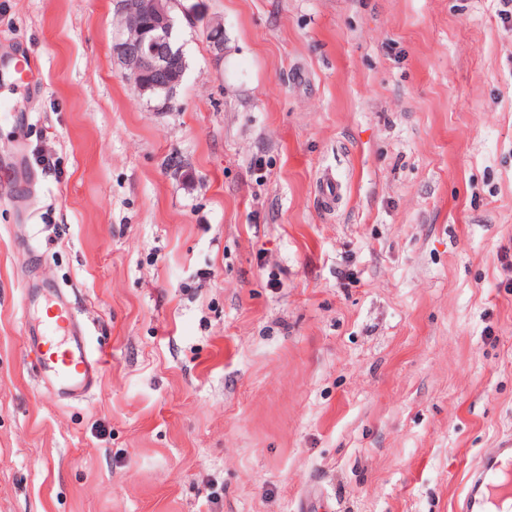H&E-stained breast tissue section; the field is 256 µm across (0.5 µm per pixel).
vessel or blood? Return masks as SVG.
I'll return each instance as SVG.
<instances>
[{
  "label": "vessel or blood",
  "instance_id": "obj_1",
  "mask_svg": "<svg viewBox=\"0 0 512 512\" xmlns=\"http://www.w3.org/2000/svg\"><path fill=\"white\" fill-rule=\"evenodd\" d=\"M38 65L36 58L22 54L10 64L8 82L0 86V121L13 122L18 117L17 96L29 93L30 77ZM316 193L325 206L338 204L342 184L333 171L321 173ZM50 305L45 316L35 318L30 334L40 351V363L51 375L59 393L82 395L96 379V365L88 352L83 333L77 328L69 304L57 291L49 293ZM512 497V440L482 456L473 464L459 499V512H488L489 503Z\"/></svg>",
  "mask_w": 512,
  "mask_h": 512
}]
</instances>
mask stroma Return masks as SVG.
Listing matches in <instances>:
<instances>
[{
    "mask_svg": "<svg viewBox=\"0 0 512 512\" xmlns=\"http://www.w3.org/2000/svg\"><path fill=\"white\" fill-rule=\"evenodd\" d=\"M158 111L114 0H0V512H458L512 440V24L496 0H180ZM224 25V52L206 39ZM343 184L326 210L323 169ZM103 366L62 400L29 288ZM38 60L30 55L22 54L13 58L8 73V83L0 85V121L15 122L17 113L16 96L27 95L30 91V77Z\"/></svg>",
    "mask_w": 512,
    "mask_h": 512,
    "instance_id": "obj_1",
    "label": "stroma"
}]
</instances>
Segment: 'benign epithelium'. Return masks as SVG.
Listing matches in <instances>:
<instances>
[{"mask_svg": "<svg viewBox=\"0 0 512 512\" xmlns=\"http://www.w3.org/2000/svg\"><path fill=\"white\" fill-rule=\"evenodd\" d=\"M169 5V0L166 3L153 0V19L150 27L146 28L143 25V0H116V10L132 34L129 37L115 34L112 54L127 76L138 78L143 73H151L170 78L172 84L178 85L183 81L184 74H171L174 49L168 36L173 26L167 10Z\"/></svg>", "mask_w": 512, "mask_h": 512, "instance_id": "1", "label": "benign epithelium"}]
</instances>
